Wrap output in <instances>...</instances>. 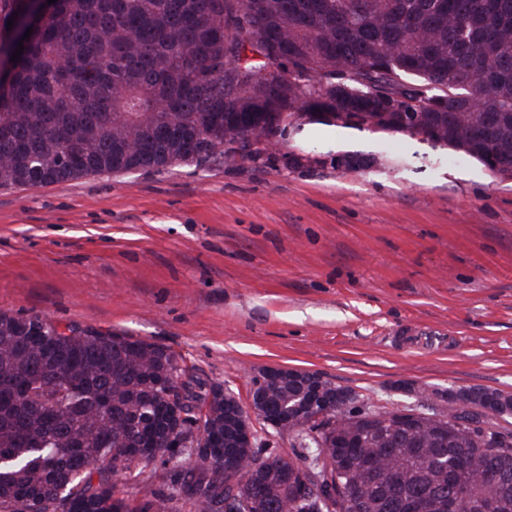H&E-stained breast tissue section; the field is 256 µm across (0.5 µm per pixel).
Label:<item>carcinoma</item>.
<instances>
[{"mask_svg": "<svg viewBox=\"0 0 512 512\" xmlns=\"http://www.w3.org/2000/svg\"><path fill=\"white\" fill-rule=\"evenodd\" d=\"M0 0V189L221 161L261 166L313 121L420 137L512 163V0H56L7 29ZM29 38H24L27 29ZM349 153L336 166L366 169ZM0 309V512H322L303 482L354 512H512V432L465 422L492 390L438 413L366 405L281 427L292 454L241 439L240 420L309 400L282 377L246 406L183 358L123 332ZM213 444L194 454L193 426ZM187 465L125 491L132 469ZM100 474L99 481L94 475Z\"/></svg>", "mask_w": 512, "mask_h": 512, "instance_id": "carcinoma-1", "label": "carcinoma"}]
</instances>
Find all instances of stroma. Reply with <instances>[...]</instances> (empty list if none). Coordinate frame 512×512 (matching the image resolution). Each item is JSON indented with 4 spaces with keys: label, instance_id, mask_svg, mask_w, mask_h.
<instances>
[{
    "label": "stroma",
    "instance_id": "stroma-1",
    "mask_svg": "<svg viewBox=\"0 0 512 512\" xmlns=\"http://www.w3.org/2000/svg\"><path fill=\"white\" fill-rule=\"evenodd\" d=\"M356 151L375 164L331 165ZM274 153L0 190V308L166 346L245 403L270 366L384 410L438 411L451 387L512 394V181L322 124Z\"/></svg>",
    "mask_w": 512,
    "mask_h": 512
}]
</instances>
